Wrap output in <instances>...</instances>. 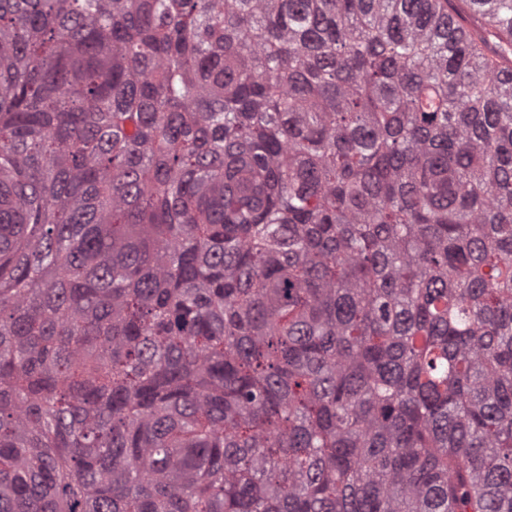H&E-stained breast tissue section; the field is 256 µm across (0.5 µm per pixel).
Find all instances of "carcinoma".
<instances>
[{
	"mask_svg": "<svg viewBox=\"0 0 512 512\" xmlns=\"http://www.w3.org/2000/svg\"><path fill=\"white\" fill-rule=\"evenodd\" d=\"M0 0V512H512V0Z\"/></svg>",
	"mask_w": 512,
	"mask_h": 512,
	"instance_id": "cac0c4a2",
	"label": "carcinoma"
}]
</instances>
